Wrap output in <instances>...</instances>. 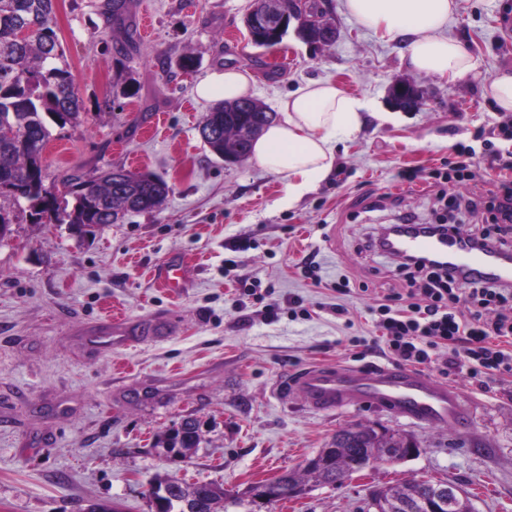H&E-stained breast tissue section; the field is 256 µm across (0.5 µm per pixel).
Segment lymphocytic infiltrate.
Here are the masks:
<instances>
[{
    "instance_id": "obj_1",
    "label": "lymphocytic infiltrate",
    "mask_w": 512,
    "mask_h": 512,
    "mask_svg": "<svg viewBox=\"0 0 512 512\" xmlns=\"http://www.w3.org/2000/svg\"><path fill=\"white\" fill-rule=\"evenodd\" d=\"M455 210L481 209L485 225L466 231L477 244L512 247V180H500L491 197H456ZM406 292L384 295L375 326L396 360L409 364L465 366L492 375L512 372V286L460 285L447 268L403 262Z\"/></svg>"
}]
</instances>
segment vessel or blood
Here are the masks:
<instances>
[{
	"label": "vessel or blood",
	"instance_id": "vessel-or-blood-1",
	"mask_svg": "<svg viewBox=\"0 0 512 512\" xmlns=\"http://www.w3.org/2000/svg\"><path fill=\"white\" fill-rule=\"evenodd\" d=\"M377 246L401 260L415 257L448 265L465 285L489 280L512 283L511 254L495 246L468 243L452 232H426L419 225L407 224L399 235L379 237ZM283 387L319 411L368 400L386 404L399 415L428 426L458 427L467 419L458 390L405 368L361 370L316 365L285 381Z\"/></svg>",
	"mask_w": 512,
	"mask_h": 512
}]
</instances>
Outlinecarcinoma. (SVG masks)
<instances>
[{"label": "carcinoma", "mask_w": 512, "mask_h": 512, "mask_svg": "<svg viewBox=\"0 0 512 512\" xmlns=\"http://www.w3.org/2000/svg\"><path fill=\"white\" fill-rule=\"evenodd\" d=\"M56 0H0V131L9 128L14 135L0 134V240L12 233L11 225L26 214L40 224H53L59 214L72 224H119L132 213L155 210L169 194L171 187L163 180L149 181L150 174H135L124 169L121 181L112 178L108 169L96 176L85 177L63 173L57 191L45 188L42 153L53 137L50 125L63 129L84 122L82 104L75 91L71 64L56 31ZM133 0H105L104 14L112 27L123 30V41L117 53L128 58L139 49L140 35L136 22L130 20ZM30 30L21 40L18 33ZM249 99L217 103L205 116L201 128L219 123L218 136L208 137L205 145L218 158L224 154L249 155L251 141L242 131L247 126L259 130L267 126L268 111L254 105L245 111ZM74 198L71 207L61 205L66 196ZM379 436L369 424L356 423L338 433L330 446L338 448L329 466L290 471L278 478L280 499L294 498L293 491L312 482L332 485L336 475L357 468L366 450ZM199 439L196 424L190 420L181 425L165 451L196 447ZM174 503V512H228L226 503L236 507L261 499L269 481L251 484L240 495L229 499L224 488L213 482L165 479ZM431 480L411 479L389 485L384 493L398 491L405 500L400 512H417L413 494L427 490Z\"/></svg>", "instance_id": "cac0c4a2"}]
</instances>
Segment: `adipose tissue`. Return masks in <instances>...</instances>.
<instances>
[{
  "instance_id": "adipose-tissue-1",
  "label": "adipose tissue",
  "mask_w": 512,
  "mask_h": 512,
  "mask_svg": "<svg viewBox=\"0 0 512 512\" xmlns=\"http://www.w3.org/2000/svg\"><path fill=\"white\" fill-rule=\"evenodd\" d=\"M342 7L362 28L401 42L407 64L420 74L462 79L475 68L471 55L446 33L455 0H342ZM250 90L249 73L230 68L197 86L200 97L214 101L243 98ZM365 109L332 82H309L279 101V117L256 138L252 158L288 177L289 194H302L331 170L337 139L362 126Z\"/></svg>"
}]
</instances>
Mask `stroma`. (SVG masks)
Returning <instances> with one entry per match:
<instances>
[{"instance_id": "stroma-1", "label": "stroma", "mask_w": 512, "mask_h": 512, "mask_svg": "<svg viewBox=\"0 0 512 512\" xmlns=\"http://www.w3.org/2000/svg\"><path fill=\"white\" fill-rule=\"evenodd\" d=\"M102 4L57 2V34L87 119L54 129L45 186L66 170L121 167L152 171L171 191L157 211L83 239L23 218L0 240V512H82L101 501L152 512L148 489L158 479L215 481L233 496L301 469L355 422L412 434L421 451L262 512H362L371 486L412 478L467 487L475 512H512V373L422 366L463 390L471 415L458 428L369 403L314 411L280 390L314 365L394 364L375 339L374 307L404 282L395 259L368 245L381 226L432 224L445 212L437 187L402 181L401 170L442 168L465 148L475 177L459 195L492 189V155L512 151L489 90L512 70V0H456L448 35L477 64L456 80L410 70L400 42L360 27L341 0H331L335 44L315 48L291 31L278 51L251 43L250 0H135L152 32L123 63ZM185 55L193 72L177 66ZM227 67L250 72L252 97L268 109L327 79L374 117L337 143L323 181L289 198L287 178L249 159L224 165L203 144L198 127L211 104L196 86ZM396 79L421 92L416 111L389 107ZM158 119L163 134L153 139ZM174 262L181 286L169 290L155 273ZM343 282L347 291L337 292ZM266 304L279 305L276 320L262 318ZM115 314L133 332H102ZM355 336L364 345L352 346ZM188 417L200 425L198 447L167 456L158 439Z\"/></svg>"}]
</instances>
